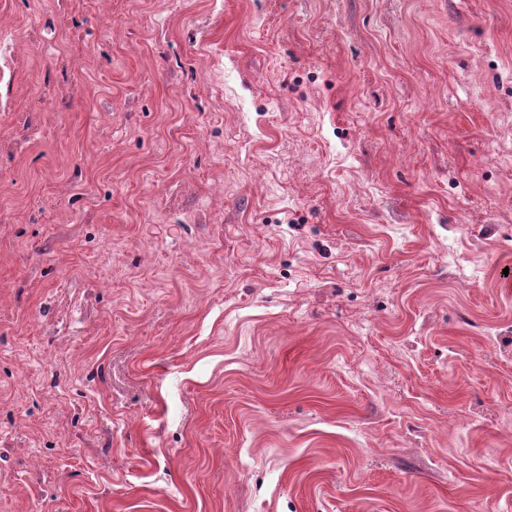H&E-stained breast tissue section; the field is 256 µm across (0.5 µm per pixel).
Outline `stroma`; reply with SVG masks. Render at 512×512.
Instances as JSON below:
<instances>
[{
	"label": "stroma",
	"instance_id": "stroma-1",
	"mask_svg": "<svg viewBox=\"0 0 512 512\" xmlns=\"http://www.w3.org/2000/svg\"><path fill=\"white\" fill-rule=\"evenodd\" d=\"M111 9L0 0V512H512V0Z\"/></svg>",
	"mask_w": 512,
	"mask_h": 512
}]
</instances>
